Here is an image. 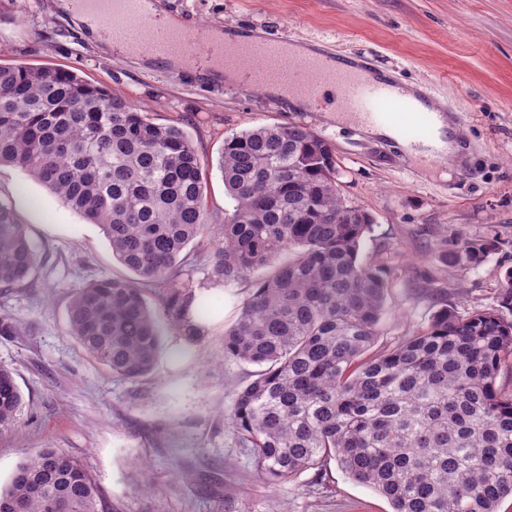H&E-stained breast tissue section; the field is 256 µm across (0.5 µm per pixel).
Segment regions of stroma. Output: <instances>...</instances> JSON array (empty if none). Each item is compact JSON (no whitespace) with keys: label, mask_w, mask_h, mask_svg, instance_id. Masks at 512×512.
<instances>
[{"label":"stroma","mask_w":512,"mask_h":512,"mask_svg":"<svg viewBox=\"0 0 512 512\" xmlns=\"http://www.w3.org/2000/svg\"><path fill=\"white\" fill-rule=\"evenodd\" d=\"M61 2L0 0V65L69 70L155 122H183L208 170L209 209L232 205L217 168L226 137L297 123L332 145L344 201L374 219L362 255L391 273L379 346H395L446 304L498 308L512 269V0H162L166 15L188 25L293 35L427 88L464 116L454 129L458 152L433 165L332 112L115 53ZM0 200L26 224L40 260L32 288L0 297V313L30 328L0 336V363L12 368L24 401L22 424L0 436L1 485L33 450L61 448L86 463L114 512H392L333 461L285 485L256 480L228 420L255 368L219 357L245 287L195 271L197 287L220 301L208 339L179 357L175 331L161 323L152 373L114 377L66 333L71 295L124 273L100 229L11 166L0 167ZM447 234L495 247L479 265L449 266L440 259Z\"/></svg>","instance_id":"35a3bbf8"}]
</instances>
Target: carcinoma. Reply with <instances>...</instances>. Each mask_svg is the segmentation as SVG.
Masks as SVG:
<instances>
[{
	"label": "carcinoma",
	"instance_id": "obj_1",
	"mask_svg": "<svg viewBox=\"0 0 512 512\" xmlns=\"http://www.w3.org/2000/svg\"><path fill=\"white\" fill-rule=\"evenodd\" d=\"M0 166L98 225L133 274L87 284L67 308V334L115 377L152 372L160 314L183 356L208 337L191 261L248 287L220 358L260 367L231 417L259 481L288 483L333 459L393 512H497L512 496V393L496 388L512 367V269L501 308L445 305L377 348L391 282L383 263L359 260L372 218L344 202L335 151L310 128L262 125L226 138L219 169L233 205L219 214L181 123H156L71 71L0 66ZM204 239L203 251H187ZM444 244L452 266L493 250L459 237ZM38 266L27 225L0 201V291L32 286ZM27 331L0 315V336ZM22 405L0 364V436L19 426ZM0 512L113 508L80 460L40 448L0 486Z\"/></svg>",
	"mask_w": 512,
	"mask_h": 512
}]
</instances>
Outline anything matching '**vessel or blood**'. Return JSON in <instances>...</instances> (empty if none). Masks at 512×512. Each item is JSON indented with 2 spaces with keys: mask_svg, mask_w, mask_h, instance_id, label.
Returning a JSON list of instances; mask_svg holds the SVG:
<instances>
[{
  "mask_svg": "<svg viewBox=\"0 0 512 512\" xmlns=\"http://www.w3.org/2000/svg\"><path fill=\"white\" fill-rule=\"evenodd\" d=\"M113 51L133 52L165 64L176 57L196 60L204 71H235L244 86H276L304 95L314 108L331 101L361 128L386 126L396 141L423 149L429 161L444 150L434 137V119L442 108L430 100L427 89H410L386 74L366 77L367 63L330 50L314 48L298 57L297 42L288 36L235 34L214 25L202 29L166 21L154 0H86ZM394 106L418 124V134L380 112V105Z\"/></svg>",
  "mask_w": 512,
  "mask_h": 512,
  "instance_id": "b4317fda",
  "label": "vessel or blood"
}]
</instances>
